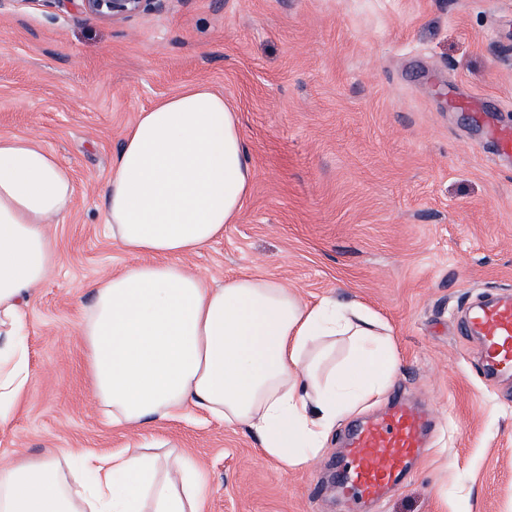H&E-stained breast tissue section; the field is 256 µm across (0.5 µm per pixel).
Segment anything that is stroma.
<instances>
[{
  "label": "stroma",
  "instance_id": "stroma-1",
  "mask_svg": "<svg viewBox=\"0 0 512 512\" xmlns=\"http://www.w3.org/2000/svg\"><path fill=\"white\" fill-rule=\"evenodd\" d=\"M205 83L238 112L254 170L236 223L189 263L252 274L308 303L356 300L391 329L398 370L302 469L197 412L153 428L206 467V512H512V374L460 332L480 295H512V157L462 101L512 127V0H165L121 22L58 0H0V131L72 172L61 261L25 309L33 382L0 465L137 442L90 391L82 312L131 265L103 231V185L138 112ZM432 424L407 480L362 507L338 493L343 437L396 399Z\"/></svg>",
  "mask_w": 512,
  "mask_h": 512
}]
</instances>
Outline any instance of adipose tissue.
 <instances>
[{"label": "adipose tissue", "mask_w": 512, "mask_h": 512, "mask_svg": "<svg viewBox=\"0 0 512 512\" xmlns=\"http://www.w3.org/2000/svg\"><path fill=\"white\" fill-rule=\"evenodd\" d=\"M252 180L239 116L208 85L139 112L112 161L103 216L137 263L94 285L86 369L114 425L140 436L200 410L301 469L339 418L388 390L398 360L388 327L361 303L311 305L257 275L216 286L187 265L236 222ZM74 194L54 153L0 133V427L29 386L25 308L59 264L50 228ZM340 338L348 355L336 365ZM209 495L200 461L148 443L83 471L63 451L0 466V512H204Z\"/></svg>", "instance_id": "adipose-tissue-1"}]
</instances>
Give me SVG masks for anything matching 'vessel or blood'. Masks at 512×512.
Here are the masks:
<instances>
[{"mask_svg":"<svg viewBox=\"0 0 512 512\" xmlns=\"http://www.w3.org/2000/svg\"><path fill=\"white\" fill-rule=\"evenodd\" d=\"M466 327L480 336L490 366L512 371V298L474 305ZM426 419L406 402H396L384 416L362 424L349 441L337 479L358 500L374 502L399 484L409 461L421 454Z\"/></svg>","mask_w":512,"mask_h":512,"instance_id":"1","label":"vessel or blood"}]
</instances>
